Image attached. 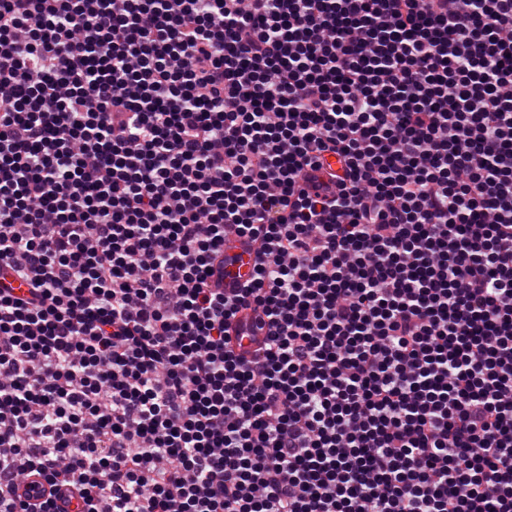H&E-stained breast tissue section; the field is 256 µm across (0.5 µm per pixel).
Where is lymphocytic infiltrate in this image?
<instances>
[{"label": "lymphocytic infiltrate", "mask_w": 512, "mask_h": 512, "mask_svg": "<svg viewBox=\"0 0 512 512\" xmlns=\"http://www.w3.org/2000/svg\"><path fill=\"white\" fill-rule=\"evenodd\" d=\"M24 476L512 512V0H0V512H57ZM256 265L254 255L234 238L224 245V280H244L251 276ZM226 276V277H225Z\"/></svg>", "instance_id": "f902f5d3"}]
</instances>
